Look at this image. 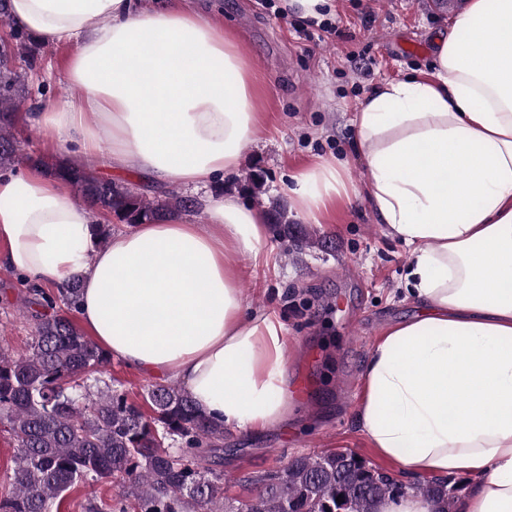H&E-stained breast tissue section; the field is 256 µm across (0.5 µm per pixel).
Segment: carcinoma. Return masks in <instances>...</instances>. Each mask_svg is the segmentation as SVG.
Instances as JSON below:
<instances>
[{"mask_svg":"<svg viewBox=\"0 0 512 512\" xmlns=\"http://www.w3.org/2000/svg\"><path fill=\"white\" fill-rule=\"evenodd\" d=\"M2 21L9 43L0 47V172L27 162L69 185L107 218L94 225L100 245L114 218L143 224L195 210L194 200L175 192L151 199L78 161L29 155L17 127L31 85L16 60L33 69L36 47L28 32L10 23L9 0H0ZM267 217L277 235L288 236L280 200H270ZM79 296L77 279L60 293L28 287L26 317L35 328L30 349L20 356L0 350V423L17 445L13 491L0 498V512H52L55 501L89 479L118 489L89 512H373L378 500L409 489L432 502L435 512H455L459 484L438 478L406 485L348 451L294 457L252 477L246 498L224 497L226 477L212 464L224 425L204 415L179 385H154L139 403L105 379L111 355L74 321ZM90 380L104 387L93 391Z\"/></svg>","mask_w":512,"mask_h":512,"instance_id":"obj_1","label":"carcinoma"}]
</instances>
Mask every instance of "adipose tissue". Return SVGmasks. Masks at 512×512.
<instances>
[{
	"instance_id": "ef3b65f1",
	"label": "adipose tissue",
	"mask_w": 512,
	"mask_h": 512,
	"mask_svg": "<svg viewBox=\"0 0 512 512\" xmlns=\"http://www.w3.org/2000/svg\"><path fill=\"white\" fill-rule=\"evenodd\" d=\"M10 19L73 46V92L26 121L105 171L162 187L235 175L260 127L254 64L232 30L179 0H10ZM369 200L411 248L417 308L375 344L358 420L414 477L467 474L457 512H512V0H469L434 41L430 73L384 83L355 117ZM319 221L356 189L321 160L294 174ZM99 218L38 169L0 173V264L55 290L82 279L78 316L126 366L184 383L210 418L252 433L288 417L284 328L248 313L245 255L268 262L265 216L214 196L207 229L175 218L93 243Z\"/></svg>"
}]
</instances>
